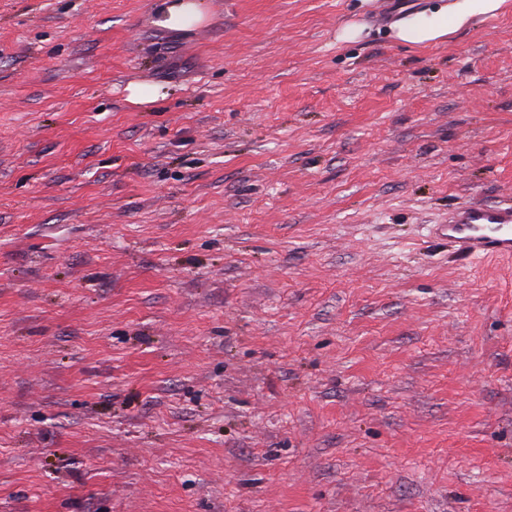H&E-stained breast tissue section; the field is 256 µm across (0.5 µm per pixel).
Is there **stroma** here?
Here are the masks:
<instances>
[{
	"mask_svg": "<svg viewBox=\"0 0 512 512\" xmlns=\"http://www.w3.org/2000/svg\"><path fill=\"white\" fill-rule=\"evenodd\" d=\"M161 2L0 0V512H512V0ZM204 20L201 6L188 0H165L158 10L156 24L170 30H183ZM505 0H454L439 4L402 21L396 37L403 42L426 45L465 26L473 17L494 15ZM442 235L463 256H511L512 207L469 204L453 210Z\"/></svg>",
	"mask_w": 512,
	"mask_h": 512,
	"instance_id": "obj_1",
	"label": "stroma"
}]
</instances>
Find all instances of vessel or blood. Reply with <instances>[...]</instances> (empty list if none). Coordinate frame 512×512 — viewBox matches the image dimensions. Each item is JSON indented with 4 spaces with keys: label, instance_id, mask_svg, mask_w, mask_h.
<instances>
[{
    "label": "vessel or blood",
    "instance_id": "vessel-or-blood-1",
    "mask_svg": "<svg viewBox=\"0 0 512 512\" xmlns=\"http://www.w3.org/2000/svg\"><path fill=\"white\" fill-rule=\"evenodd\" d=\"M442 234L464 256L511 255L512 207H459L449 214Z\"/></svg>",
    "mask_w": 512,
    "mask_h": 512
}]
</instances>
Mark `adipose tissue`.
I'll use <instances>...</instances> for the list:
<instances>
[{"instance_id": "obj_1", "label": "adipose tissue", "mask_w": 512, "mask_h": 512, "mask_svg": "<svg viewBox=\"0 0 512 512\" xmlns=\"http://www.w3.org/2000/svg\"><path fill=\"white\" fill-rule=\"evenodd\" d=\"M504 0H453L402 21L396 27L400 41L426 45L465 26L473 17L495 14Z\"/></svg>"}]
</instances>
